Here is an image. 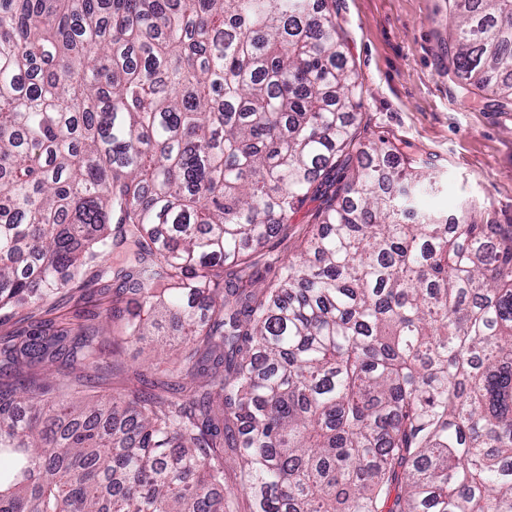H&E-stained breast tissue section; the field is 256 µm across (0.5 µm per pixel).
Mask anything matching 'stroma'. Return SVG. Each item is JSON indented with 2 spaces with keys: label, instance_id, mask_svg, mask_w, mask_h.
Returning <instances> with one entry per match:
<instances>
[{
  "label": "stroma",
  "instance_id": "35a3bbf8",
  "mask_svg": "<svg viewBox=\"0 0 512 512\" xmlns=\"http://www.w3.org/2000/svg\"><path fill=\"white\" fill-rule=\"evenodd\" d=\"M328 9L361 85L358 140L396 147L435 179L433 189L417 199V209L452 218L466 206L479 223L512 224V106L454 76L448 0H328ZM327 201L320 192L308 195L287 235L271 238L262 249L260 272L300 252ZM111 304V293L72 285L41 306L12 310L0 320V337L33 321H74ZM169 342L152 336L116 351L111 336H104L112 367L84 381L100 395L131 384L134 367Z\"/></svg>",
  "mask_w": 512,
  "mask_h": 512
}]
</instances>
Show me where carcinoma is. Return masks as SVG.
<instances>
[{
    "label": "carcinoma",
    "mask_w": 512,
    "mask_h": 512,
    "mask_svg": "<svg viewBox=\"0 0 512 512\" xmlns=\"http://www.w3.org/2000/svg\"><path fill=\"white\" fill-rule=\"evenodd\" d=\"M466 85L512 101V0H449ZM360 83L318 0H0V312L110 273L99 326L0 338V512H512V224L421 213L356 139ZM299 256H251L336 182ZM170 327L177 381L106 398ZM173 336H149L148 340L142 344L129 345L110 354L112 350V331L111 335L102 336L105 349V360L112 361V368L108 371L99 373H81L83 381L99 395H107L113 387H121L135 383L133 369L138 363L153 355L154 350L168 348L166 344L174 343ZM87 374V376H86Z\"/></svg>",
    "instance_id": "carcinoma-1"
}]
</instances>
